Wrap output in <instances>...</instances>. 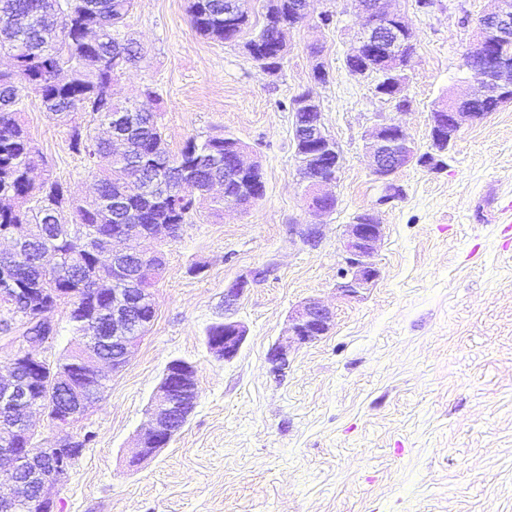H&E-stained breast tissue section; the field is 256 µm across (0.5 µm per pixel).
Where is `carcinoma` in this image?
<instances>
[{
  "instance_id": "obj_1",
  "label": "carcinoma",
  "mask_w": 512,
  "mask_h": 512,
  "mask_svg": "<svg viewBox=\"0 0 512 512\" xmlns=\"http://www.w3.org/2000/svg\"><path fill=\"white\" fill-rule=\"evenodd\" d=\"M225 0H190L189 13L203 36L232 41L244 21L224 14ZM133 0H0V54L12 68L0 70V233L23 234L60 254V265L45 272L31 256L11 269L12 287L54 288L82 313L92 278L112 277V267L86 250L82 237L112 234V200L124 201L128 224H184L214 181L223 196L212 200L213 215L226 200L245 191L234 174L224 175V135L192 138L176 154L157 149L163 141L159 121L144 115L130 131L129 150L110 168L94 165L97 154L112 155V136L103 122L115 112H131L136 102H118L112 83L140 58L139 47L120 36ZM294 17L288 3L264 17L254 36L264 48L277 45ZM33 95L44 111L63 122L71 114L89 115L69 127L71 148L84 156L101 203L89 209L64 183L48 176L40 183L29 173L43 161L18 119L22 97ZM78 224L84 235H60L59 225Z\"/></svg>"
}]
</instances>
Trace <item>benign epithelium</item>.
Instances as JSON below:
<instances>
[{
	"mask_svg": "<svg viewBox=\"0 0 512 512\" xmlns=\"http://www.w3.org/2000/svg\"><path fill=\"white\" fill-rule=\"evenodd\" d=\"M354 7L368 17V25L360 33L346 55L348 70L354 75L373 73L377 94L398 98L403 92L404 65L411 54V33L404 16L388 8L389 0H351ZM478 36L474 45L482 51L484 64L475 67L469 56L463 66L475 81L488 88L497 106L512 105V61L497 52V47L512 40V0H491L490 7L477 19ZM245 47L251 58L274 75L287 52L281 42L274 60L258 50L256 41L247 40ZM476 98H454L438 112L431 113L429 148L420 154L405 135L399 122L382 114L375 116L368 132L367 150L372 161V174L382 186L387 202L400 189L394 177L412 162L431 169L445 165L448 150L466 125L482 121L484 114L465 106ZM295 152L303 146L314 148L310 161L318 164L319 173L302 167L300 174L308 182V205L319 212L334 209L336 198L326 188L339 179L342 152L327 130L321 103L304 92L296 102ZM228 168L237 176H249L261 189L251 196L252 202L263 198L265 189L259 161L243 160L244 147H230ZM180 224H114L112 236L88 238L98 253L111 255L112 279L99 280L87 297V317L84 330L77 337L75 350L79 354L78 370H54L52 359L36 353V348L52 340L57 324L48 313L61 300L46 298L48 291L37 288H7L0 290V299L11 309L15 335L6 339L10 355V371L0 376V485L14 489L10 498L0 496V512H56V502L46 491V485L62 481L83 452L80 440L68 429L85 419L100 403V387L106 381L98 363L106 362L112 371L121 370L129 353L147 334L156 308L151 289L140 287L151 271L142 265L148 253L159 256L158 242L179 236ZM384 225L373 214L365 212L345 225L342 246V266L336 289L345 297L357 298L379 277L374 261ZM294 234L306 245L315 247L321 240V225L294 224ZM12 249L0 254V279L9 270V260L23 252V238L9 236ZM240 279L224 288V310H231L247 288ZM332 313L319 302L309 299L291 316L288 337L280 339L271 349L268 361L274 373L288 368L290 345H307L327 335L332 326ZM246 329L242 323L224 318V335L206 337L210 353L219 360H234L244 343ZM58 395L54 405L45 401L43 385ZM198 403L195 366L185 360L170 361L147 407L150 424L139 437L138 457H150L167 446L185 425ZM36 413L43 415L54 433L50 447L38 440L39 433L32 423Z\"/></svg>",
	"mask_w": 512,
	"mask_h": 512,
	"instance_id": "1",
	"label": "benign epithelium"
}]
</instances>
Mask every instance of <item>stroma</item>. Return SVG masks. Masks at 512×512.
Listing matches in <instances>:
<instances>
[{
	"mask_svg": "<svg viewBox=\"0 0 512 512\" xmlns=\"http://www.w3.org/2000/svg\"><path fill=\"white\" fill-rule=\"evenodd\" d=\"M413 4L391 2L415 44L410 106L399 112L376 95L374 76L345 65L365 24L350 0H309L275 76L243 43L200 35L189 0H134L121 34L143 57L114 83L115 99L159 113L174 153L193 137L238 138L260 161L266 193L219 216L200 205L163 245L154 322L74 427L95 439L52 486L58 512H512V106L465 126L445 169L404 168L400 196L379 204L365 151L375 115L395 118L423 148L435 103L480 90L462 63L489 0H435L426 13ZM327 11L335 21L319 27ZM319 62L324 84L312 77ZM146 86L155 98L141 97ZM303 91L319 99L342 150L337 205L326 214L308 208L295 158L289 104ZM19 109L47 161L36 178L91 201L67 126L35 98ZM367 211L384 226L380 276L346 298L336 289L341 237ZM311 223L322 227L314 248L289 232ZM242 276L250 285L225 312L224 288ZM309 298L332 311V329L291 347L287 372L275 374L267 354ZM227 313L247 335L223 362L205 332ZM175 358L196 368L197 406L165 448L136 460L148 402Z\"/></svg>",
	"mask_w": 512,
	"mask_h": 512,
	"instance_id": "obj_1",
	"label": "stroma"
}]
</instances>
